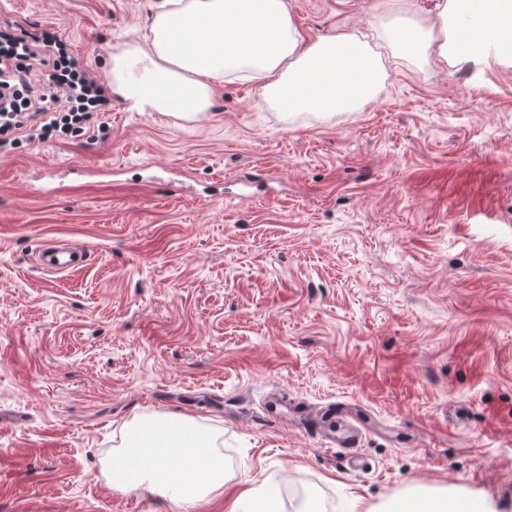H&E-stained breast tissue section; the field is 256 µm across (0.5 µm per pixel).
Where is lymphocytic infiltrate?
Listing matches in <instances>:
<instances>
[{"mask_svg": "<svg viewBox=\"0 0 512 512\" xmlns=\"http://www.w3.org/2000/svg\"><path fill=\"white\" fill-rule=\"evenodd\" d=\"M41 55L46 68L36 76L31 61ZM109 106L105 86L87 75L57 33L30 41L0 27L1 153L24 133L44 140L84 132Z\"/></svg>", "mask_w": 512, "mask_h": 512, "instance_id": "obj_1", "label": "lymphocytic infiltrate"}]
</instances>
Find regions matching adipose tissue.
Here are the masks:
<instances>
[{
    "mask_svg": "<svg viewBox=\"0 0 512 512\" xmlns=\"http://www.w3.org/2000/svg\"><path fill=\"white\" fill-rule=\"evenodd\" d=\"M374 27L410 63L454 65L463 57L512 64V0H440L435 14ZM242 71L275 106L329 115L359 112L384 79L378 59L354 34L337 32L304 43L286 0H166L147 46L116 51L107 82L134 110L192 118L210 108L214 78ZM138 448L134 477L112 472L118 492L142 489L165 497L177 512L201 502L224 512H283L273 495L249 487L224 491V457L203 431L173 420L140 421L124 433L119 455Z\"/></svg>",
    "mask_w": 512,
    "mask_h": 512,
    "instance_id": "ef3b65f1",
    "label": "adipose tissue"
}]
</instances>
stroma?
Returning a JSON list of instances; mask_svg holds the SVG:
<instances>
[{"instance_id": "stroma-1", "label": "stroma", "mask_w": 512, "mask_h": 512, "mask_svg": "<svg viewBox=\"0 0 512 512\" xmlns=\"http://www.w3.org/2000/svg\"><path fill=\"white\" fill-rule=\"evenodd\" d=\"M162 2L0 0V24L60 32L99 79ZM288 8L304 41L378 54L363 111L290 114L228 74L194 119L116 96L107 138L0 154V512H172L109 484L147 417L213 435L227 489L267 480L289 512L439 487L512 512V66L395 60L378 0ZM61 240L84 266L43 270ZM334 407L358 465L324 436Z\"/></svg>"}]
</instances>
